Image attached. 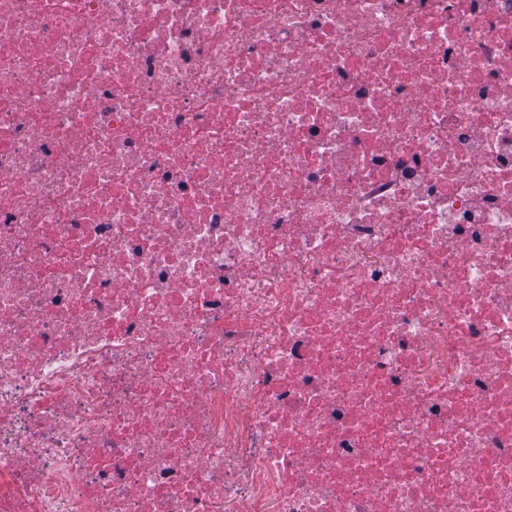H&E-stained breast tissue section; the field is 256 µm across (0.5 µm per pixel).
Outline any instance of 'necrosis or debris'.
I'll use <instances>...</instances> for the list:
<instances>
[{"mask_svg": "<svg viewBox=\"0 0 512 512\" xmlns=\"http://www.w3.org/2000/svg\"><path fill=\"white\" fill-rule=\"evenodd\" d=\"M0 512H512V0H0Z\"/></svg>", "mask_w": 512, "mask_h": 512, "instance_id": "1", "label": "necrosis or debris"}]
</instances>
